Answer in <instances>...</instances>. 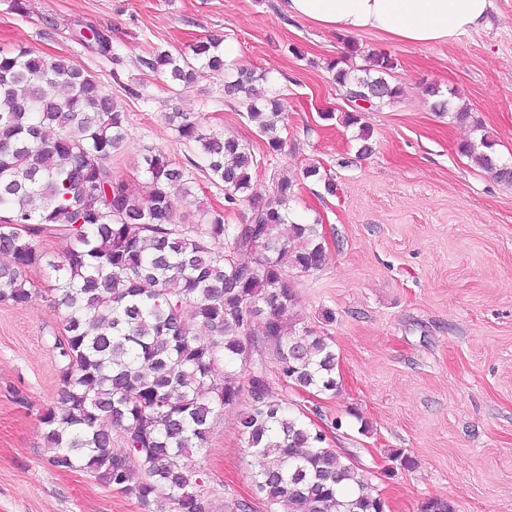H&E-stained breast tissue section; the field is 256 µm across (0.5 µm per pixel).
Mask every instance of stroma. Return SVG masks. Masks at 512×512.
Masks as SVG:
<instances>
[{
  "label": "stroma",
  "instance_id": "obj_1",
  "mask_svg": "<svg viewBox=\"0 0 512 512\" xmlns=\"http://www.w3.org/2000/svg\"><path fill=\"white\" fill-rule=\"evenodd\" d=\"M79 21L107 31L119 61L75 40ZM211 35L224 37L238 66L266 75L261 91L285 100L281 152L269 153L244 108L225 98L223 77L204 71L176 91L140 65ZM20 45L66 58L112 95L128 131L113 168L135 192L143 148L179 163L191 154L172 112L247 143L262 160L255 194H271L283 177L298 183L290 210L322 224L329 259L296 279L294 312L333 346L338 389L296 391L273 357L253 353L272 395L303 405L387 512H421L433 498L454 512H512V186L459 150L485 131L497 156L512 160V0H492L483 27L428 45L339 36L289 18L283 0H27L22 15L0 0V52ZM378 51L395 58L388 81L402 94L346 125L351 107L327 65L357 71ZM431 87L468 107L469 122L435 112ZM362 128L372 151L360 158ZM313 164L318 175L304 177ZM63 329L46 290L22 309L0 303V512H175L168 500L145 506L89 471L48 464L39 415L57 402L53 344ZM249 402L245 394L221 409L207 451L186 461L211 512L239 499L266 512L250 479L258 460L240 437ZM395 449L412 467L392 461Z\"/></svg>",
  "mask_w": 512,
  "mask_h": 512
}]
</instances>
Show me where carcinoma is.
I'll use <instances>...</instances> for the list:
<instances>
[{
  "label": "carcinoma",
  "mask_w": 512,
  "mask_h": 512,
  "mask_svg": "<svg viewBox=\"0 0 512 512\" xmlns=\"http://www.w3.org/2000/svg\"><path fill=\"white\" fill-rule=\"evenodd\" d=\"M73 37L119 60L106 33L77 24ZM366 60L362 76L337 61L328 69L347 94L372 106L393 102L401 94L386 79L394 59L379 52ZM141 65L184 87L201 71L233 70L224 96L257 123L269 153L281 151L284 103L265 98L252 70L230 68L222 39L197 43L189 57L159 51ZM169 121L192 156L181 165L146 149V190L137 195L112 171L126 147V117L101 82L30 46L0 53V253L10 257L0 264V303L26 306L36 292L29 273L46 267L64 309V334L54 342L58 405L40 414L49 464L88 469L145 506L163 497L177 512H211L181 459L205 449L215 411L240 399L244 372L251 402L241 436L245 451L261 459L251 480L268 512H386L363 469L344 462L304 412L271 396L263 366L250 358L258 343L292 388L336 390L332 346L297 330L293 312L290 275L328 260L319 225L291 219L292 181H277L267 197L252 193L261 160L247 145L205 130L190 114ZM493 146L484 133L480 145L461 150L512 185V162ZM197 172L224 186V209L249 204L246 223L229 224L217 210L183 223L176 201L191 195ZM45 235L70 239L62 260H46ZM115 430L124 453L112 452Z\"/></svg>",
  "instance_id": "carcinoma-1"
}]
</instances>
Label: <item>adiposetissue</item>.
<instances>
[{"instance_id": "ef3b65f1", "label": "adipose tissue", "mask_w": 512, "mask_h": 512, "mask_svg": "<svg viewBox=\"0 0 512 512\" xmlns=\"http://www.w3.org/2000/svg\"><path fill=\"white\" fill-rule=\"evenodd\" d=\"M491 0H284L289 17L339 35L376 31L401 43L452 40L482 27Z\"/></svg>"}]
</instances>
